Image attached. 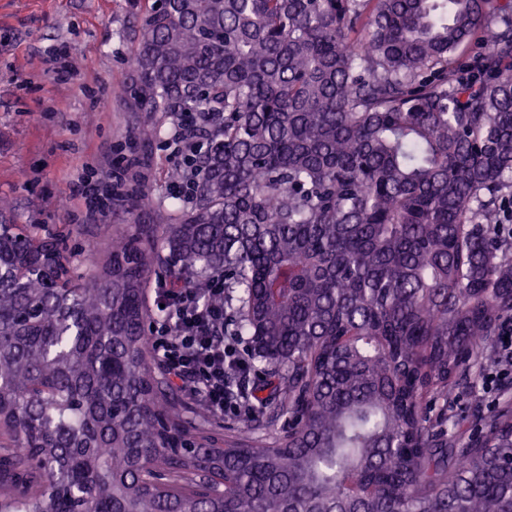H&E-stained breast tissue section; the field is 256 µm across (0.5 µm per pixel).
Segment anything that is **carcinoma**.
<instances>
[{"label": "carcinoma", "instance_id": "cac0c4a2", "mask_svg": "<svg viewBox=\"0 0 512 512\" xmlns=\"http://www.w3.org/2000/svg\"><path fill=\"white\" fill-rule=\"evenodd\" d=\"M142 11L118 95L179 161L135 156L85 274L0 218V512H512V411L450 442L435 409L512 320V0ZM162 262L264 363L222 448L150 355Z\"/></svg>", "mask_w": 512, "mask_h": 512}]
</instances>
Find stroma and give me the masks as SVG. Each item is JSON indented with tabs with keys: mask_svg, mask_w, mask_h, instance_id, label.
<instances>
[{
	"mask_svg": "<svg viewBox=\"0 0 512 512\" xmlns=\"http://www.w3.org/2000/svg\"><path fill=\"white\" fill-rule=\"evenodd\" d=\"M142 0H0V213L17 224L68 234L75 250L103 256L125 223L81 222L85 203L66 199L80 170L114 179L118 152L133 141L135 120L115 90L125 80L141 26ZM65 54L69 75L53 71ZM190 433L243 426V414H208L180 392ZM512 408V379L485 392L472 374L448 395V436L467 438L475 416Z\"/></svg>",
	"mask_w": 512,
	"mask_h": 512,
	"instance_id": "1",
	"label": "stroma"
}]
</instances>
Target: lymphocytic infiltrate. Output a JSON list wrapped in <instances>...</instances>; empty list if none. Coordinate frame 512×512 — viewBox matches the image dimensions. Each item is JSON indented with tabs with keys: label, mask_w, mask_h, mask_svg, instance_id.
I'll use <instances>...</instances> for the list:
<instances>
[{
	"label": "lymphocytic infiltrate",
	"mask_w": 512,
	"mask_h": 512,
	"mask_svg": "<svg viewBox=\"0 0 512 512\" xmlns=\"http://www.w3.org/2000/svg\"><path fill=\"white\" fill-rule=\"evenodd\" d=\"M158 301L166 315L149 338L153 356L207 412L223 416L233 407L224 393V368L237 360L214 331L224 319L223 309L200 306L189 288L164 289Z\"/></svg>",
	"instance_id": "1"
}]
</instances>
